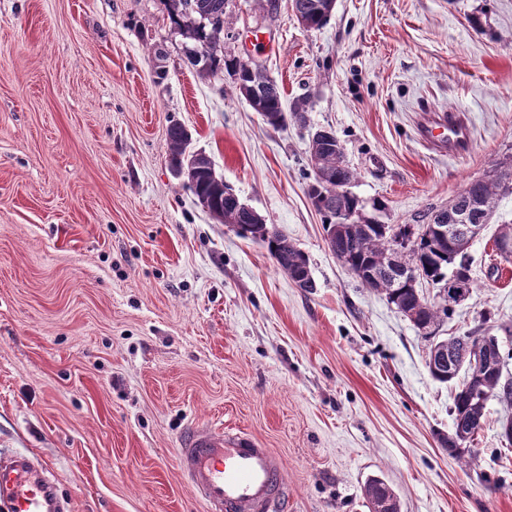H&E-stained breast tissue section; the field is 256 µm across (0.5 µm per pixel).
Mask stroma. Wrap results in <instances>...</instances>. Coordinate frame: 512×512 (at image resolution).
<instances>
[{"instance_id": "1", "label": "stroma", "mask_w": 512, "mask_h": 512, "mask_svg": "<svg viewBox=\"0 0 512 512\" xmlns=\"http://www.w3.org/2000/svg\"><path fill=\"white\" fill-rule=\"evenodd\" d=\"M219 50L262 65L306 123L264 124L231 73L201 75L164 0H0V448L49 460L70 512H204L178 464L186 427L278 454L288 512H512V407L490 401L465 465L453 384L429 341L329 251L308 147L332 130L353 193L385 224L447 205L512 156V0H336L319 30L291 0H232ZM263 44H256V37ZM428 108L467 113L463 157L427 148ZM309 259L307 293L170 166L167 130ZM504 197L468 250L473 290L441 324L489 318L512 352ZM364 496L370 512H375L376 506L385 501H393L400 504L399 497L395 491L380 478H372L365 484Z\"/></svg>"}]
</instances>
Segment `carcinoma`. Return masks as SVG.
<instances>
[{"instance_id":"obj_1","label":"carcinoma","mask_w":512,"mask_h":512,"mask_svg":"<svg viewBox=\"0 0 512 512\" xmlns=\"http://www.w3.org/2000/svg\"><path fill=\"white\" fill-rule=\"evenodd\" d=\"M229 2L166 0L171 22L194 42V48L189 51L191 63L199 67V73L203 75H213L223 68L229 70L235 77L236 89L245 99L255 82H263V94L252 109L268 126L282 129L290 118L305 121L307 102H298L291 112H285L280 87L260 67L235 57L217 55L216 45L224 37V9ZM293 10L306 19L311 29L323 27L330 17L326 13L328 0H293ZM189 144V135L182 125L175 123L169 127L167 145L173 167L182 165ZM309 157L321 161V167L309 185L312 205L324 217V224L339 225L332 241L334 255L350 269L371 271L375 275L371 289L383 293L399 312L410 316L417 328L433 335L441 323L452 318L456 299L450 300L438 293L437 300L431 302L420 293L419 284L392 276L388 268L398 241L407 239L411 241V247L399 260L416 267L420 271L419 280L441 289L449 277L457 274L465 278L467 291H472L469 266L458 262L460 246L435 232H423L424 225L436 222V209L423 213L419 224L373 223L363 214L358 197L350 191L359 178L358 172L342 159V154L327 150L324 138L318 132L311 138ZM189 186L195 196L211 200L214 209L224 216V223L243 227L240 237L263 243L276 267L298 283V287L306 292L313 291L316 284L304 252L289 242L287 236L265 224L257 212L228 198L233 189L216 174L211 161H206L193 175ZM509 194H512V159L507 157L503 159L501 170L465 184L457 194L455 209L469 211L474 224H487L499 200ZM476 333L483 335L491 358L476 364L463 362L460 375L440 379L442 383H456L450 413L452 433L458 437L459 444L448 447V450L467 464L476 460L473 443L483 427L487 402L497 400L512 405V377L505 378L496 370L497 365L512 358V353L503 352L497 337L481 326L461 336H451L448 338V359L462 362L468 339ZM364 496L369 512H375L376 506L385 501H399L395 491L380 478H372L365 484Z\"/></svg>"}]
</instances>
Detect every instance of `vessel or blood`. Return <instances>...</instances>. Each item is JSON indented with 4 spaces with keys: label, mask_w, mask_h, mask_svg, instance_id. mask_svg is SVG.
<instances>
[{
    "label": "vessel or blood",
    "mask_w": 512,
    "mask_h": 512,
    "mask_svg": "<svg viewBox=\"0 0 512 512\" xmlns=\"http://www.w3.org/2000/svg\"><path fill=\"white\" fill-rule=\"evenodd\" d=\"M434 146L462 156L471 131L462 111L435 113L421 129ZM188 483L207 512H286L288 486L281 460L242 432L194 424L178 451ZM45 462L0 449V512H68Z\"/></svg>",
    "instance_id": "vessel-or-blood-1"
}]
</instances>
